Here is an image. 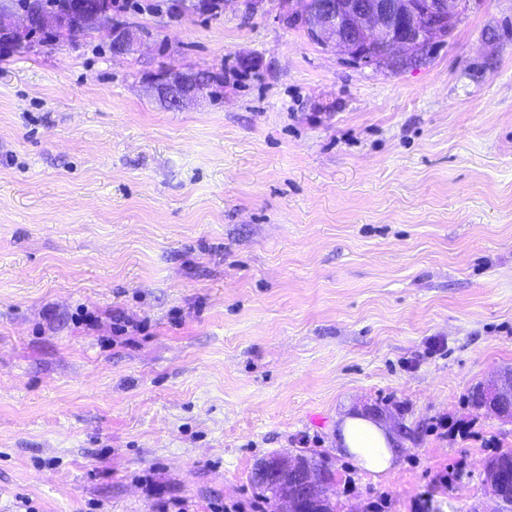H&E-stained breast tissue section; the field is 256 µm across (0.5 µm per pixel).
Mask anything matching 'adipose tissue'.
I'll return each mask as SVG.
<instances>
[{"instance_id":"adipose-tissue-1","label":"adipose tissue","mask_w":512,"mask_h":512,"mask_svg":"<svg viewBox=\"0 0 512 512\" xmlns=\"http://www.w3.org/2000/svg\"><path fill=\"white\" fill-rule=\"evenodd\" d=\"M336 443L359 467L375 474L391 469L396 457L390 435L380 424L361 415L343 417Z\"/></svg>"}]
</instances>
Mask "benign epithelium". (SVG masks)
<instances>
[{
    "label": "benign epithelium",
    "instance_id": "obj_1",
    "mask_svg": "<svg viewBox=\"0 0 512 512\" xmlns=\"http://www.w3.org/2000/svg\"><path fill=\"white\" fill-rule=\"evenodd\" d=\"M75 3L81 13L78 30L112 28L109 10L85 0H75ZM457 10V0H303L301 20L310 32L323 38L326 46L372 66L389 60L397 50L418 56L431 44L446 39ZM137 42L136 31L128 27L112 46V52L126 54ZM154 90L164 102L177 108L201 98L197 82L189 78L158 83ZM487 396L489 405L497 409L499 415L512 418V412L498 409L502 402L512 400V378L500 376L487 387ZM272 468L280 475L283 512L299 499L316 496L315 482L305 477L293 483L288 481L287 474L302 468L296 456L280 455L273 461Z\"/></svg>",
    "mask_w": 512,
    "mask_h": 512
}]
</instances>
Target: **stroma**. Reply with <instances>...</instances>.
Listing matches in <instances>:
<instances>
[{
    "label": "stroma",
    "mask_w": 512,
    "mask_h": 512,
    "mask_svg": "<svg viewBox=\"0 0 512 512\" xmlns=\"http://www.w3.org/2000/svg\"><path fill=\"white\" fill-rule=\"evenodd\" d=\"M129 3L128 54L103 28L0 50V512H274L251 476L286 452L325 462L336 512H491L512 422L473 394L512 370V0L378 67L284 0ZM200 71L218 97L151 88ZM368 408L386 474L336 445ZM179 75H177V73L164 74L160 79L162 83L155 84L154 86V90L159 98L165 103L177 108L189 102H197L201 98L202 94L197 88V82L202 93H206L207 95H212L214 88L224 85V76L214 72H200L195 74L197 82L193 79L182 78L175 82L163 83L170 82Z\"/></svg>",
    "instance_id": "1"
}]
</instances>
